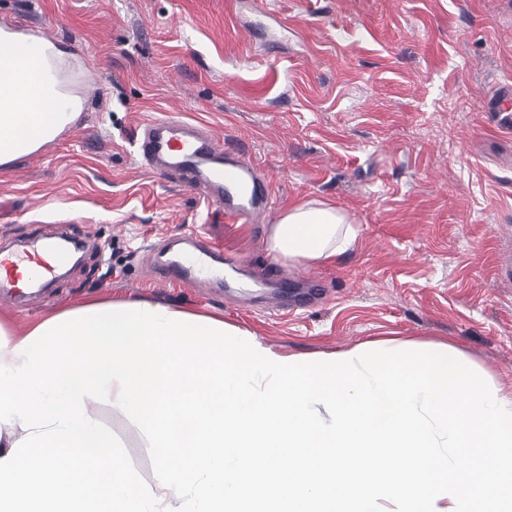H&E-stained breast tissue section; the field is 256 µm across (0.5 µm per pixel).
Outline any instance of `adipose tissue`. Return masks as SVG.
<instances>
[{
	"instance_id": "1",
	"label": "adipose tissue",
	"mask_w": 512,
	"mask_h": 512,
	"mask_svg": "<svg viewBox=\"0 0 512 512\" xmlns=\"http://www.w3.org/2000/svg\"><path fill=\"white\" fill-rule=\"evenodd\" d=\"M68 51L0 28V166L83 110L53 70ZM358 228L288 205L267 251L336 263ZM157 452L141 482L95 407ZM512 512V397L452 344L285 358L223 319L143 300L0 322V512Z\"/></svg>"
}]
</instances>
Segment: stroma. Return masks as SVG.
I'll return each instance as SVG.
<instances>
[{"label": "stroma", "mask_w": 512, "mask_h": 512, "mask_svg": "<svg viewBox=\"0 0 512 512\" xmlns=\"http://www.w3.org/2000/svg\"><path fill=\"white\" fill-rule=\"evenodd\" d=\"M34 22L73 47L64 69L85 106L0 167V245L59 224L85 247L0 321L139 299L222 318L283 357L448 341L512 396V112L498 107L512 89V0H0V26ZM154 117L246 147L272 191L264 223L226 220L179 178L140 168L133 136ZM309 200L361 234L297 284L265 240ZM190 233L251 287L157 282L155 262L173 259L160 239ZM98 415L150 480L138 426L106 404Z\"/></svg>", "instance_id": "obj_1"}]
</instances>
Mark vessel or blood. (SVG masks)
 <instances>
[{"mask_svg":"<svg viewBox=\"0 0 512 512\" xmlns=\"http://www.w3.org/2000/svg\"><path fill=\"white\" fill-rule=\"evenodd\" d=\"M134 145L143 166L186 177L204 202L223 209L226 219L254 224L270 207V192L256 163L245 150L225 147L223 139L211 135L205 126L173 117L156 118L139 127ZM216 254L215 246L196 244L187 262L161 268L160 279L190 284L189 270L211 274ZM65 262L61 252L44 258L35 252L0 250V270L9 274L34 263L41 267L42 278L49 280Z\"/></svg>","mask_w":512,"mask_h":512,"instance_id":"vessel-or-blood-1","label":"vessel or blood"}]
</instances>
